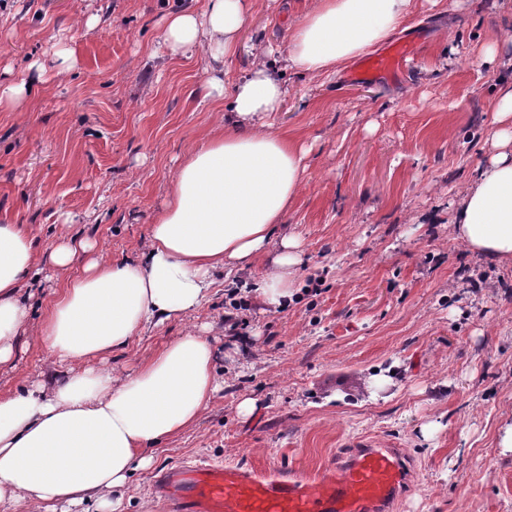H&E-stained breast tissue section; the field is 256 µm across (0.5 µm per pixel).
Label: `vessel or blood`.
I'll use <instances>...</instances> for the list:
<instances>
[{
    "mask_svg": "<svg viewBox=\"0 0 512 512\" xmlns=\"http://www.w3.org/2000/svg\"><path fill=\"white\" fill-rule=\"evenodd\" d=\"M413 54L406 42L362 60L354 73L370 82L400 71ZM399 448H349L335 470L308 476L239 465L182 466L164 471L156 491L169 512H393L411 482Z\"/></svg>",
    "mask_w": 512,
    "mask_h": 512,
    "instance_id": "b4317fda",
    "label": "vessel or blood"
}]
</instances>
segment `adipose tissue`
<instances>
[{
	"instance_id": "1",
	"label": "adipose tissue",
	"mask_w": 512,
	"mask_h": 512,
	"mask_svg": "<svg viewBox=\"0 0 512 512\" xmlns=\"http://www.w3.org/2000/svg\"><path fill=\"white\" fill-rule=\"evenodd\" d=\"M250 0H209L204 12L168 16L161 47L176 56L206 49L213 67L204 97L224 104V132L195 147L178 167L138 261L94 258V242L60 237L47 253L57 269L78 253L91 259L62 291L41 334L65 373L0 396V512H79L96 501L122 512L132 475L153 466L151 448L197 423L224 386L206 336L190 331L137 371L115 381L77 362L128 345L149 325L197 310L217 267L251 265L266 254L303 184L304 151L271 130L290 91L286 74L339 72L391 38L413 0H314L289 29L288 47H268L234 82L224 62L236 55ZM494 154L479 167L450 219L469 251L512 266V90L497 108ZM297 236L281 238L255 282L261 305L284 307L302 263ZM33 237L0 224V366L12 363L28 322L23 285L36 267Z\"/></svg>"
}]
</instances>
